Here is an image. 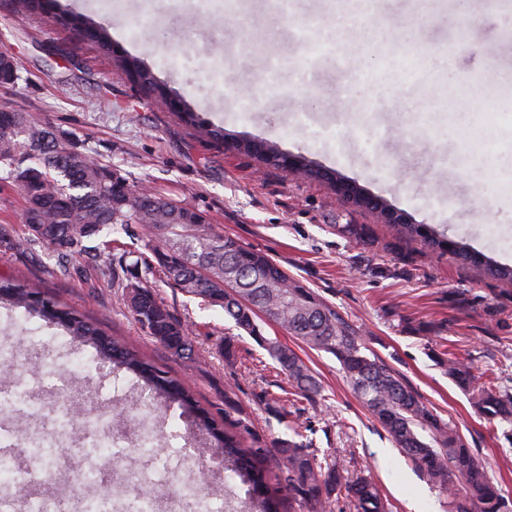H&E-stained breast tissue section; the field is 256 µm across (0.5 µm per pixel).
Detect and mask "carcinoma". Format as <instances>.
Wrapping results in <instances>:
<instances>
[{
	"label": "carcinoma",
	"instance_id": "carcinoma-1",
	"mask_svg": "<svg viewBox=\"0 0 512 512\" xmlns=\"http://www.w3.org/2000/svg\"><path fill=\"white\" fill-rule=\"evenodd\" d=\"M85 32L103 54H114L112 38L104 28L92 23ZM117 63L148 94L161 90L139 58L121 56ZM0 178L20 199L25 224L21 234L1 224L0 248L23 255L45 248L62 276L69 273L72 258L86 259L96 272L101 255L110 256L106 272L126 288L127 309L174 358H192L194 341L158 297L154 284L165 282L203 303L220 306L239 331L267 352L295 396L317 397L321 386L309 366L288 345L264 334L265 322L277 324L309 347L336 358L362 406L411 466L448 497L452 512H508L487 467L456 427L384 359L367 353L361 329L346 314L268 254L219 233L202 213L184 203L130 183L111 166L76 151L70 140L52 129L33 125L29 113L18 109L0 112ZM133 227L145 231L147 253L135 262L140 274L129 281L128 251L120 247V240H103L96 246L89 242L105 229L127 233ZM402 228L432 248L471 264L482 263L466 246L437 236L427 224ZM35 295L33 286L23 280H0V299L62 327L73 343L92 346L99 364L110 363L133 374L151 394L178 404L184 416L213 439L214 454L224 462V482L237 480L246 487L244 512H279L285 486L309 512H331L339 499L352 503L355 512H390L371 477L341 469L330 454L318 458L313 439L296 427L293 433L299 440L279 449L283 476L270 482L264 449L242 447L237 430L247 429L245 418L230 419L235 413L232 389H224V419L219 420L180 379L166 375L58 298L45 292L39 299ZM448 377L469 392L473 406L488 422L509 426L505 433L512 439V386L499 376L487 385L474 384L469 358L448 360Z\"/></svg>",
	"mask_w": 512,
	"mask_h": 512
}]
</instances>
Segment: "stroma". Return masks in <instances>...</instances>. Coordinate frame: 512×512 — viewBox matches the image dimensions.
Masks as SVG:
<instances>
[{
	"mask_svg": "<svg viewBox=\"0 0 512 512\" xmlns=\"http://www.w3.org/2000/svg\"><path fill=\"white\" fill-rule=\"evenodd\" d=\"M60 6L105 26L115 49L138 57L154 76L180 93L201 122L241 139L275 144L303 155L404 213L410 223L499 263L512 265V61L479 66L484 38L512 40V10L498 0H292L282 13L273 0H246L245 11L195 17L171 0H58ZM305 24L313 43L332 42L354 54L355 81L326 60L300 63L293 30ZM17 63L18 78L0 87V102L66 135L77 151L112 165L121 176L183 200L224 236L269 254L290 275L346 313L440 416L450 420L487 466L512 505V441L492 427L448 376V356L473 361L477 383L489 370L512 378V286L484 267L464 265L399 227L379 223L364 208L336 202L331 186L225 152L223 144L152 105L143 90L92 43L52 26L46 16L15 11L0 0V50ZM286 55L267 74L258 59ZM480 85L484 101L448 111L465 87ZM344 111H337V104ZM341 224L370 229L369 244L338 233ZM0 278H18L84 311L107 333L127 343L170 375L184 380L214 414L224 415V389L248 419L246 444L266 450L280 476L278 450L291 440L287 419L310 424L321 452L341 468L374 478L392 512H448V500L429 485L362 407L336 359L310 349L276 325L267 336L288 344L319 378L323 398L288 402L290 386L254 340L238 336L219 307L186 297L164 283L156 291L192 331V359L171 358L129 313L124 289L90 280L83 264L58 276L44 254L0 252ZM236 339L237 361L227 366L217 345ZM33 354L77 386L115 422L128 417L141 388L125 372L88 369L90 350L71 347L61 327L0 304V340ZM33 396L29 429L12 425L15 403L0 401V430L14 448L0 461V476L30 467L29 439L54 432L50 387L18 371L15 389ZM178 405L158 408L162 442L153 459L134 443L114 447L115 471L150 484L191 477L205 469L211 484L224 472L211 460L208 437L192 429Z\"/></svg>",
	"mask_w": 512,
	"mask_h": 512,
	"instance_id": "stroma-1",
	"label": "stroma"
}]
</instances>
